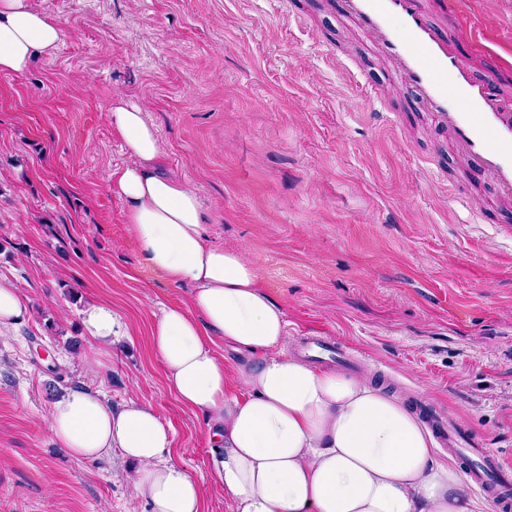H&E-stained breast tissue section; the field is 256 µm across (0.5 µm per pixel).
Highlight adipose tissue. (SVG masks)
Returning a JSON list of instances; mask_svg holds the SVG:
<instances>
[{
	"label": "adipose tissue",
	"instance_id": "obj_1",
	"mask_svg": "<svg viewBox=\"0 0 512 512\" xmlns=\"http://www.w3.org/2000/svg\"><path fill=\"white\" fill-rule=\"evenodd\" d=\"M60 17L33 0H0V74H21L63 39ZM108 122L129 157L107 177L146 267L189 302L162 310L151 346L182 406L208 416L215 483L233 512H496L474 496L457 463L439 457L430 431L370 375L321 369L283 352L284 308L257 263L209 242L198 192L165 168L156 127L143 107L112 99ZM87 338L106 348L128 330L111 305L81 312ZM218 337L247 354L236 373L207 345ZM249 393L228 396L231 381ZM49 432L77 461L120 452L134 465L135 495L151 512H201L204 487L171 457L173 432L136 399L112 407L75 388L56 401Z\"/></svg>",
	"mask_w": 512,
	"mask_h": 512
}]
</instances>
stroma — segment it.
Wrapping results in <instances>:
<instances>
[{
  "label": "stroma",
  "mask_w": 512,
  "mask_h": 512,
  "mask_svg": "<svg viewBox=\"0 0 512 512\" xmlns=\"http://www.w3.org/2000/svg\"><path fill=\"white\" fill-rule=\"evenodd\" d=\"M35 5L65 35L27 72L0 74V278L30 307L0 333V512H147L120 456L76 461L55 445L47 418L76 387L151 404L205 487L203 512H232L207 417L175 400L150 347L191 288L144 267L106 188L128 160L107 120L119 94L198 190L210 241L258 262L286 309V352L332 337L342 371L478 433L512 494V201L469 173L341 0ZM444 27L512 91V0H455ZM92 299L129 329L96 375L81 325Z\"/></svg>",
  "instance_id": "stroma-1"
}]
</instances>
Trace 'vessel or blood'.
Segmentation results:
<instances>
[{
  "label": "vessel or blood",
  "instance_id": "vessel-or-blood-1",
  "mask_svg": "<svg viewBox=\"0 0 512 512\" xmlns=\"http://www.w3.org/2000/svg\"><path fill=\"white\" fill-rule=\"evenodd\" d=\"M344 14L393 65L410 99L447 132L470 171L512 199V98L477 74L454 39L432 21L423 0H343ZM438 439L466 455V473L490 483L504 467L478 434H461L447 417L431 418Z\"/></svg>",
  "mask_w": 512,
  "mask_h": 512
}]
</instances>
